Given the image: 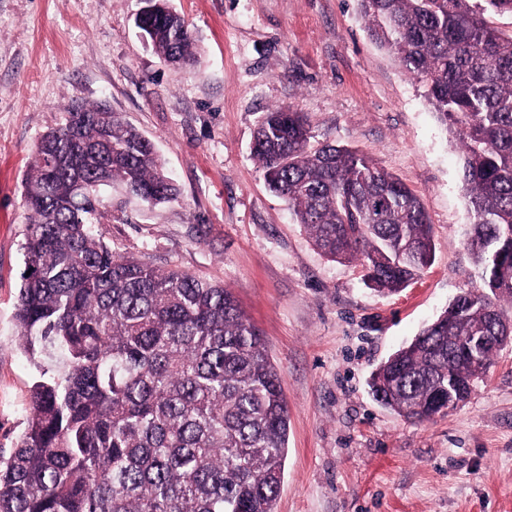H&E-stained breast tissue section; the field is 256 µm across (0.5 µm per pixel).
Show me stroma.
Returning a JSON list of instances; mask_svg holds the SVG:
<instances>
[{"label": "stroma", "mask_w": 512, "mask_h": 512, "mask_svg": "<svg viewBox=\"0 0 512 512\" xmlns=\"http://www.w3.org/2000/svg\"><path fill=\"white\" fill-rule=\"evenodd\" d=\"M194 64L164 62L141 0H0V454L27 428L38 376L14 321L41 136L106 104L180 187L151 206L107 194L96 236L118 256L218 281L262 333L288 399L277 512H512V344L460 407L410 422L377 402L375 368L480 279L462 156L421 81L367 33L357 0H170ZM304 113L310 148L360 151L420 198L435 244L421 277L383 295L317 250L266 184L254 131Z\"/></svg>", "instance_id": "35a3bbf8"}]
</instances>
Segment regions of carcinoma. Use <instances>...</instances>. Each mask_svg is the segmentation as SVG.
I'll list each match as a JSON object with an SVG mask.
<instances>
[{
	"mask_svg": "<svg viewBox=\"0 0 512 512\" xmlns=\"http://www.w3.org/2000/svg\"><path fill=\"white\" fill-rule=\"evenodd\" d=\"M145 32L167 62L195 60L193 38L154 0ZM369 36L426 85L462 146L473 216L466 248L478 287L373 373L374 396L429 420L464 402L477 376L464 340L501 336L512 315V35L485 13L512 0H358ZM300 112L264 114L253 157L270 191L313 244L357 261L374 289L395 293L430 266L419 198L363 154L308 149ZM83 151L75 169L71 160ZM118 183L150 204L178 186L152 143L103 104L76 105L40 139L26 185L15 319L40 378L27 429L0 455V512H276L288 401L263 338L223 284L116 257L92 232Z\"/></svg>",
	"mask_w": 512,
	"mask_h": 512,
	"instance_id": "carcinoma-1",
	"label": "carcinoma"
}]
</instances>
